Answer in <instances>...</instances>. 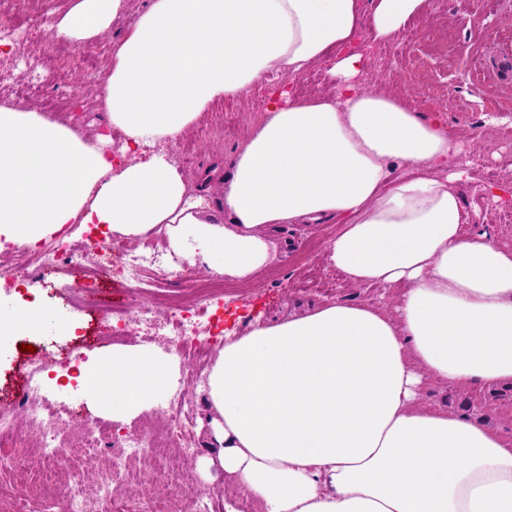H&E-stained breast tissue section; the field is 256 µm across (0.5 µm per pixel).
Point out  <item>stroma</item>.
Listing matches in <instances>:
<instances>
[{
  "mask_svg": "<svg viewBox=\"0 0 512 512\" xmlns=\"http://www.w3.org/2000/svg\"><path fill=\"white\" fill-rule=\"evenodd\" d=\"M433 7L416 17L393 41L367 51L363 83L367 89L401 94L411 99L419 111H431L433 103H443L442 115L459 138L461 168L466 175L459 183L463 207L471 220L465 232H486L498 243L512 246V205H500L487 197L488 182H512V76H499L494 61L512 52V0H433ZM60 0H22L24 12L36 17L37 25L23 43L24 56L40 62L48 80L39 91L28 88L23 69L15 58L0 54V68L13 71L7 88L0 90V103L33 108L48 113L58 96H69L64 113L85 139L111 133L106 113L100 110L98 95L74 99L75 89L92 82L103 84L112 61V46L132 28L147 0H127L126 12L116 19L106 37L78 47L50 39L46 26ZM282 82L271 75L255 83L237 99L213 105L212 117L189 129L162 148L179 167L190 170L194 194L204 196L212 213H219L223 197V176L232 157L248 132L263 118L270 91ZM482 157L484 168L471 169L468 158ZM336 220L319 224H289L277 233L278 252L271 263L253 279L242 282L234 300L224 304V329L238 336L256 321H269L288 312L325 302L382 300L393 305L396 291L384 292L368 286L346 284L341 277L326 279L330 267L324 248L335 234ZM319 244L315 257H308V242ZM16 264L14 250L0 253V310L11 311L37 303L49 313H63L64 319L42 334L21 333L0 345V407L11 404L25 384L28 363L61 360L73 349L83 353L108 352L115 346L138 347L164 355L173 349L160 332L130 328L126 335L112 333L110 323L100 318L105 305L129 303V288H117L107 271H100L97 286L77 307L65 306L64 287L80 286L83 269L67 273H45L17 288H10L6 277ZM186 367L176 369L178 381L169 398L183 400L192 409L187 440L200 448L197 434L203 417L202 397L206 381L185 383ZM49 399L54 412L66 416L61 432L65 446L73 448L77 465L97 469L109 448L123 437L141 430L147 414L124 422H113L110 413L89 410L78 381L59 378L51 384ZM423 407L445 409L484 420L503 437L512 439V389L429 383L419 395ZM39 435L29 431L28 445L18 451V468L0 472V487L15 497L31 493L30 480L41 468Z\"/></svg>",
  "mask_w": 512,
  "mask_h": 512,
  "instance_id": "stroma-1",
  "label": "stroma"
}]
</instances>
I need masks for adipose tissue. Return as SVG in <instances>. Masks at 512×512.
Segmentation results:
<instances>
[{
	"mask_svg": "<svg viewBox=\"0 0 512 512\" xmlns=\"http://www.w3.org/2000/svg\"><path fill=\"white\" fill-rule=\"evenodd\" d=\"M127 0H67L48 30L84 45ZM429 0H150L112 49L101 107L124 138L88 141L0 104V252L72 224L134 242L165 233L188 261L247 280L275 231L337 218L327 260L355 285L401 288L395 309L339 300L257 322L225 342L208 378L202 477L261 512H512V440L418 405L425 380L512 382V248L467 236L459 145L440 113L363 87L368 44L393 41ZM331 60L333 94L274 93L224 175V220L206 215L155 152L265 74ZM407 168L392 179L396 165ZM174 382L169 359L116 350L87 392L133 416Z\"/></svg>",
	"mask_w": 512,
	"mask_h": 512,
	"instance_id": "obj_1",
	"label": "adipose tissue"
}]
</instances>
